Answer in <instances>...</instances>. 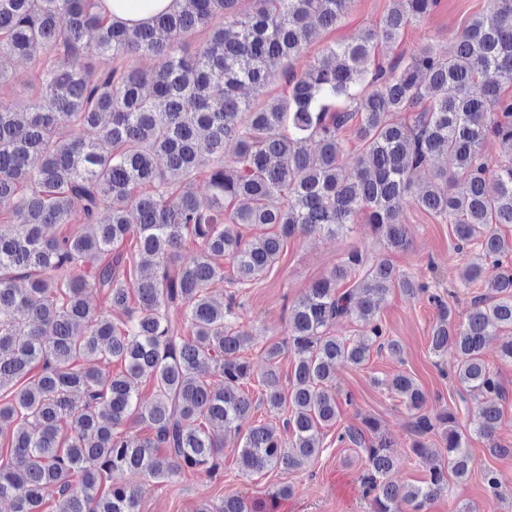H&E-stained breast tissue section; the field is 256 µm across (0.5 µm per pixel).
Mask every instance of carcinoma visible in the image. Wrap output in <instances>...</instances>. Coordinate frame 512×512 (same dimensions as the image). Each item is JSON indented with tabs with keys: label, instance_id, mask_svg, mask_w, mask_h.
I'll return each instance as SVG.
<instances>
[{
	"label": "carcinoma",
	"instance_id": "obj_1",
	"mask_svg": "<svg viewBox=\"0 0 512 512\" xmlns=\"http://www.w3.org/2000/svg\"><path fill=\"white\" fill-rule=\"evenodd\" d=\"M239 3L175 0L130 29L102 17L99 0H0V83L20 60L40 65L39 99L0 110V500L11 512H44L51 499L57 512H137L117 475L143 471L163 483L200 466L216 472V428L240 438L246 471L302 465L319 454L320 429L336 423V365L360 366L373 348L399 353L380 316L391 288L437 305L432 354L453 344L454 377L480 400L474 430L493 453L512 452L495 441L505 389L482 358L497 337L512 360V238L501 230L512 225V96L502 93L512 85V0H488L491 16L472 18L445 51L430 45L373 68L377 46L395 44L436 6L392 0L378 25L351 44L326 45L299 73L292 62L336 26L348 0H255L247 14ZM196 33L205 38L190 52L184 44ZM86 49L94 64L73 68ZM141 55L157 67L140 70ZM277 78L286 91L262 106L239 95ZM63 128L78 135L64 138ZM348 130L361 143L352 165L343 161ZM491 137L509 156L493 168L483 153ZM227 141L236 152L226 161ZM439 156L454 169L416 183ZM199 176L206 207L192 191ZM405 200L454 225L458 249L478 248L468 281L497 270L463 322L386 257L408 246ZM361 216L373 246L349 250L292 301L288 340L265 351L259 403L288 408L289 439L265 425L242 428L256 402L243 390L251 368L238 353L252 338L236 326L235 296L218 304L208 285L224 279L227 258L232 284L247 288L286 239L343 234ZM62 224L71 230L58 233ZM245 228L255 233L247 238ZM189 238L200 250L185 261ZM129 239L133 250L117 251ZM143 266L154 271L137 280L133 307L126 281ZM92 291L100 310L87 303ZM343 319L360 323L361 340L331 334ZM285 351L295 356L286 386ZM101 361L124 369L105 376ZM144 378L153 393L141 418L153 435L141 440L122 426L140 408ZM389 387L417 412L413 452L425 454L420 438L443 427L450 473L464 479L470 455L454 413L435 423L421 413L424 392L406 373ZM377 430L368 418L337 436L365 453L372 512H424L450 473L436 469L408 488L385 481L395 458ZM262 508L229 494L218 512Z\"/></svg>",
	"mask_w": 512,
	"mask_h": 512
}]
</instances>
